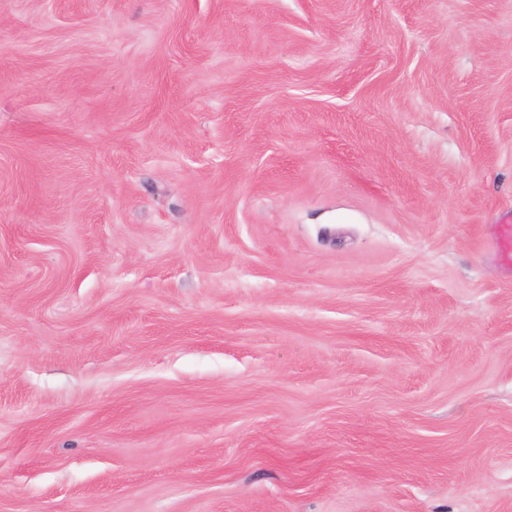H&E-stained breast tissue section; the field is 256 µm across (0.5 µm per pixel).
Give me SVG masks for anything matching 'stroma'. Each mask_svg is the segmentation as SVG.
I'll use <instances>...</instances> for the list:
<instances>
[{
    "mask_svg": "<svg viewBox=\"0 0 512 512\" xmlns=\"http://www.w3.org/2000/svg\"><path fill=\"white\" fill-rule=\"evenodd\" d=\"M512 0H0V512H512Z\"/></svg>",
    "mask_w": 512,
    "mask_h": 512,
    "instance_id": "stroma-1",
    "label": "stroma"
}]
</instances>
